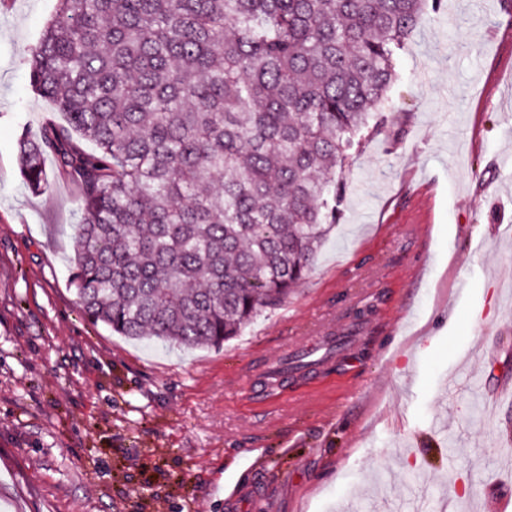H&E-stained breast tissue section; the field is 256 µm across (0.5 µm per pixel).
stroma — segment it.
<instances>
[{
    "label": "stroma",
    "instance_id": "35a3bbf8",
    "mask_svg": "<svg viewBox=\"0 0 512 512\" xmlns=\"http://www.w3.org/2000/svg\"><path fill=\"white\" fill-rule=\"evenodd\" d=\"M55 9L0 0V512H512V0L425 11L305 279L194 351L88 321L78 186L23 185ZM309 345L312 376L242 387Z\"/></svg>",
    "mask_w": 512,
    "mask_h": 512
}]
</instances>
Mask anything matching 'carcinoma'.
<instances>
[{
	"mask_svg": "<svg viewBox=\"0 0 512 512\" xmlns=\"http://www.w3.org/2000/svg\"><path fill=\"white\" fill-rule=\"evenodd\" d=\"M440 0H57L29 50L67 119L20 142L78 183L84 317L167 348L219 347L279 308L336 224L363 131Z\"/></svg>",
	"mask_w": 512,
	"mask_h": 512,
	"instance_id": "cac0c4a2",
	"label": "carcinoma"
}]
</instances>
